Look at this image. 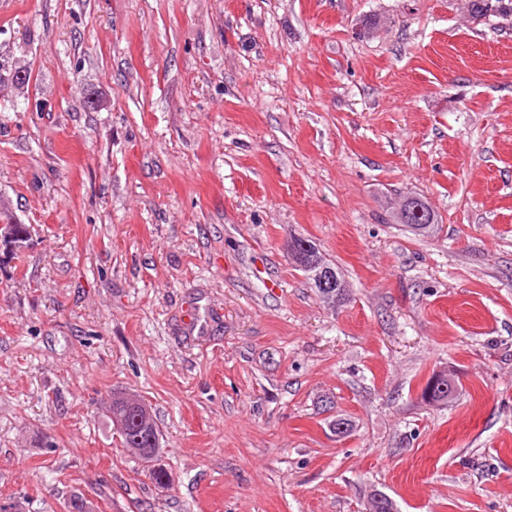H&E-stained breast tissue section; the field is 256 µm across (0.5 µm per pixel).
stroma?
<instances>
[{
	"label": "stroma",
	"mask_w": 512,
	"mask_h": 512,
	"mask_svg": "<svg viewBox=\"0 0 512 512\" xmlns=\"http://www.w3.org/2000/svg\"><path fill=\"white\" fill-rule=\"evenodd\" d=\"M0 65L31 75L0 85V224L29 230L0 254V501L512 512V17L0 0ZM409 193L431 236L395 222ZM448 369L458 398L426 404ZM116 391L151 405L168 490L122 447ZM293 246L291 247V244L289 243L288 246V256L290 260L298 267L301 271H303L309 280V284L311 285V288H314L317 295L319 296L321 293L324 292V288H330L327 284L324 282L326 281L325 278H322L323 284L321 285L322 288H320L319 284L317 283L318 277H316L318 272H321L322 268H325L327 271L331 272L332 277L334 278V288H331L332 291H334L340 295L338 298V301H341L344 299L345 296V287L342 277L336 267L331 265L320 253L319 249L316 247V245L309 239L305 238H294L292 240ZM304 244L308 245V249L304 247ZM293 248V249H292ZM292 251H297L300 253L299 257L304 256L303 259H295L292 256ZM337 286V288H336Z\"/></svg>",
	"instance_id": "stroma-1"
}]
</instances>
